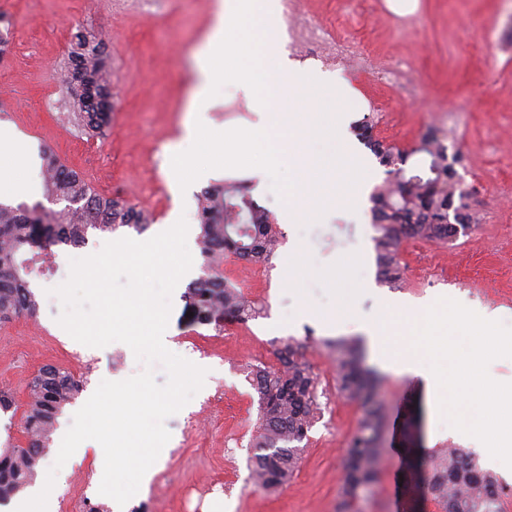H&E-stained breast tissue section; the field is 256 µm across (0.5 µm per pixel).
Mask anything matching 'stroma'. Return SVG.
<instances>
[{"label": "stroma", "instance_id": "35a3bbf8", "mask_svg": "<svg viewBox=\"0 0 512 512\" xmlns=\"http://www.w3.org/2000/svg\"><path fill=\"white\" fill-rule=\"evenodd\" d=\"M278 52L290 63L321 69L332 91L358 104L348 126L353 154L365 170V188L353 207L327 209L304 224L279 220L276 194L256 195L277 220L280 245L259 276L234 256L224 259V276L263 305L244 323L223 331L197 323L187 282L174 290L165 336L171 352L193 357L206 369L203 388L165 421L171 433L157 459L158 472L145 491L110 512H184L182 487L220 482L231 489L223 512H336L346 442L360 408L336 391V373L326 341L361 335L363 324L384 309L409 313L445 297L466 307L512 312V0H280ZM220 0H0V29L9 31L0 58V126L32 146L30 189L0 194L7 204L43 202L39 173L43 154L76 171L95 191L118 197L153 215L143 231L123 227L115 238L141 240L162 224L185 216L190 236L198 234L197 197L205 183L180 190L171 174L169 149L191 115L194 55L204 44ZM105 32L112 64V116L104 135L88 136L70 116L71 40L78 31ZM57 103L44 107L45 98ZM221 106L210 118L217 128H240L254 120L244 91L225 84ZM375 113L373 138L412 147L427 132L447 134L467 202L477 221L449 245L403 241L399 258L403 285L378 279L370 195L386 169L358 129ZM102 237L85 247L55 249L51 273L31 275L39 307L35 317L0 323V390L24 405L26 384L40 368L60 366L84 386L59 421L74 414L104 380L120 381L144 369L126 344L91 348L63 332L58 298L49 288L64 282L69 261L98 252ZM294 339L321 380L329 413L312 427L300 469L277 493L250 481L248 444L256 430V397L245 378L254 364L275 365V351ZM388 418L387 450L380 481L363 512H438L424 495L399 500L416 449L466 447L459 434L433 431L422 390L396 371L383 374ZM239 445L238 455L224 448ZM93 450L75 453L70 473L54 489L55 512H88L105 502L93 465Z\"/></svg>", "mask_w": 512, "mask_h": 512}]
</instances>
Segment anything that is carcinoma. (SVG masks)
Wrapping results in <instances>:
<instances>
[{
    "label": "carcinoma",
    "mask_w": 512,
    "mask_h": 512,
    "mask_svg": "<svg viewBox=\"0 0 512 512\" xmlns=\"http://www.w3.org/2000/svg\"><path fill=\"white\" fill-rule=\"evenodd\" d=\"M102 44L96 36L78 34L70 51L74 118L87 133L101 130L112 114L111 72ZM368 144L387 167L388 178L374 189L371 200L379 231L380 276L392 286L400 278L404 240L450 244L469 227L470 216L456 170L460 157L448 156V147L436 133L423 135L408 152L383 141L370 139ZM412 156L419 163L408 169ZM43 191L46 199L64 201L65 207L48 212L40 203L0 202L1 323L33 316L38 310L28 281L33 272L29 252L50 256L56 247H83L91 233L107 238L120 228L139 232L152 222L148 212L96 193L76 172L52 159L43 167ZM198 218L197 242L204 262L202 274L189 287L197 322L220 327L226 318L246 322L257 317L261 307L224 280L220 266L226 254L255 264L266 262L277 243L269 214L244 188L228 183L200 195ZM328 349L336 363L338 391L362 411L347 445L337 512H360V503L378 485L386 454L381 379L364 363L360 341L338 339L328 343ZM277 359L281 367H258L250 373L259 420L250 476L254 486L269 493L283 489L298 470L323 396L300 344L284 341ZM81 390L82 380L62 367H43L32 378L20 423L23 442L9 441L0 448V502L32 483L46 459L58 417ZM411 466L416 468V485L439 512H499L500 480L480 465L476 455L462 448H434Z\"/></svg>",
    "instance_id": "carcinoma-1"
}]
</instances>
